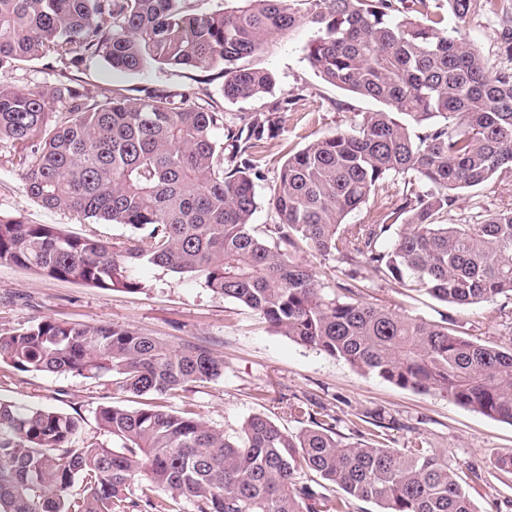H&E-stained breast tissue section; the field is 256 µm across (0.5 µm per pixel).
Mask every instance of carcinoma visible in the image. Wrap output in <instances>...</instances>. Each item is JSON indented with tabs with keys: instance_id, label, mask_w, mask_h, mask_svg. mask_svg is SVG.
Instances as JSON below:
<instances>
[{
	"instance_id": "carcinoma-1",
	"label": "carcinoma",
	"mask_w": 512,
	"mask_h": 512,
	"mask_svg": "<svg viewBox=\"0 0 512 512\" xmlns=\"http://www.w3.org/2000/svg\"><path fill=\"white\" fill-rule=\"evenodd\" d=\"M479 1L499 17V52L512 60L511 3L447 0L448 13L464 23ZM241 2L197 14L191 0H0V72L42 58L77 67L101 57L118 72L221 64L224 99L245 101L273 84L253 59L305 19L317 30L307 57L322 80L383 105L352 130L288 154L267 199L278 221L261 229V150L295 100L237 128L218 106L167 89L142 98L114 89L95 101L70 85L0 83V142L27 196L129 229L114 243L0 214V266L111 291L142 289L135 270L145 263L189 274L300 345L512 424V347L481 343L449 315L403 316L347 286L338 295L302 261L363 260L381 279L454 306L512 297V208L445 222L456 191L512 173V67L444 27L430 0H415V15L399 0H304V14L298 0ZM59 101L66 112L55 117ZM409 172L425 189L392 199L389 179ZM370 201L371 223H347ZM0 364L107 375L148 399L99 405L110 446L76 445L79 417L0 400V512H126L141 502L146 512H175L182 499L195 512H350L356 500L379 512H474L442 458L415 440L384 443L390 421L381 411L357 416V441L345 442L336 415L308 399L288 403L295 421L308 422L296 432L255 414L232 435L151 401L224 377V356L199 344L43 317L0 329ZM301 469L319 480L297 481Z\"/></svg>"
}]
</instances>
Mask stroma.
Wrapping results in <instances>:
<instances>
[{
  "label": "stroma",
  "instance_id": "obj_1",
  "mask_svg": "<svg viewBox=\"0 0 512 512\" xmlns=\"http://www.w3.org/2000/svg\"><path fill=\"white\" fill-rule=\"evenodd\" d=\"M448 27L460 28L468 41L490 61L498 59L496 18L478 9L466 23L447 17ZM316 29L301 23L292 31L271 38L257 64L274 79L263 97L230 102L222 94L219 69L208 72L149 66L128 74L112 72L100 58L73 67L35 59L0 75L10 86L24 89L61 84L87 90L91 96L111 94L121 87L141 96L155 88L185 91L199 100L223 107L232 122L266 111L276 99L293 96V111L283 113L276 135L264 148L263 178L257 183L260 198L254 222L276 223L265 197L290 150L315 139L348 130L368 113L379 110L376 101L353 95L324 82L307 59V46ZM481 208L489 213L512 207V176H500L473 189L460 191L449 223ZM0 212L24 217L32 224H61L68 233H91L118 242L127 234L118 224H89L80 216L49 211L35 205L22 187L21 173L7 148L0 146ZM305 263L323 281H355L359 297L381 303L399 314L429 321L450 315L464 332L483 342L512 346V300L500 296L478 308L451 306L381 280L365 262L351 265L308 255ZM137 275L143 290L109 291L49 279L34 271L0 266V328H20L42 316L75 323L129 324L172 345L191 340L221 352L226 368L222 379L179 395L164 397L173 410L196 413L208 425L233 432L249 416L262 414L288 430L299 424L288 413L293 397H309L325 404L338 418L337 431L351 437L357 414L384 410L392 418L387 443L406 447L413 439L447 460L469 495L476 512H512V476L503 477L496 463L512 455V425L461 407L438 394H422L361 373L345 360L294 343L275 333L253 310L206 288L203 282L165 268L146 264ZM0 398L34 408H52L79 415L83 436L103 440L95 419L100 404L139 407L140 397L116 390L109 381L79 375L45 372L21 373L0 366Z\"/></svg>",
  "mask_w": 512,
  "mask_h": 512
}]
</instances>
